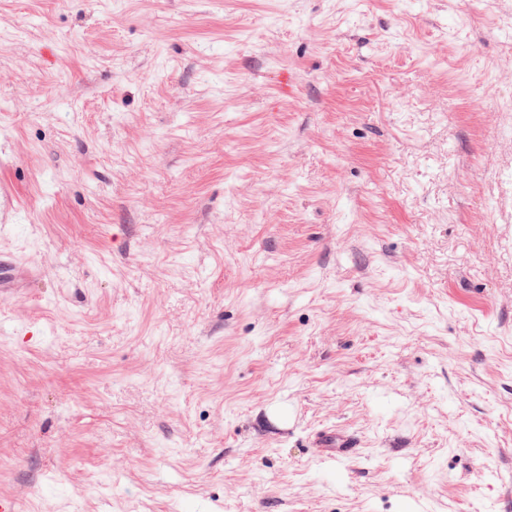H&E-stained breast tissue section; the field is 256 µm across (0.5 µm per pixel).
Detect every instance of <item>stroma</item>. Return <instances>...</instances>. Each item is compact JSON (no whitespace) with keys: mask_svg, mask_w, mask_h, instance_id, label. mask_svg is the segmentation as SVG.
Segmentation results:
<instances>
[{"mask_svg":"<svg viewBox=\"0 0 512 512\" xmlns=\"http://www.w3.org/2000/svg\"><path fill=\"white\" fill-rule=\"evenodd\" d=\"M0 254L17 512H512V0H0Z\"/></svg>","mask_w":512,"mask_h":512,"instance_id":"stroma-1","label":"stroma"}]
</instances>
